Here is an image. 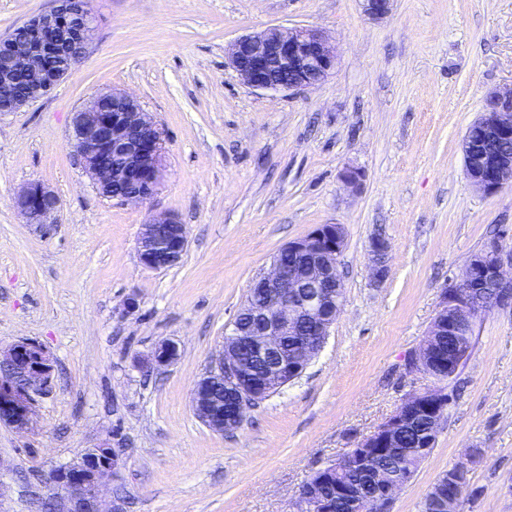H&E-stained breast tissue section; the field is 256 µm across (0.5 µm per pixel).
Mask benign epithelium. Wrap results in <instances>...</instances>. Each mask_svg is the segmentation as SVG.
Returning a JSON list of instances; mask_svg holds the SVG:
<instances>
[{
    "label": "benign epithelium",
    "mask_w": 512,
    "mask_h": 512,
    "mask_svg": "<svg viewBox=\"0 0 512 512\" xmlns=\"http://www.w3.org/2000/svg\"><path fill=\"white\" fill-rule=\"evenodd\" d=\"M364 12L375 19L388 15L392 0H363ZM94 17L89 0H56L48 13L31 17L21 33L0 37V115L18 112L44 97L68 75L87 52ZM338 50L317 29L266 28L237 38L229 49L228 64L248 86L272 91L311 88L336 68ZM512 139V88L490 94L479 118L462 138L461 151L468 180L491 194L512 183V152L475 160L474 142ZM70 143L96 190L129 185L118 194L125 203H142L156 191L164 173L165 147L158 125L132 94L114 88L100 92L73 113ZM60 205V197L42 183L20 190L16 208L28 224H46ZM345 234L340 224H321L282 251L303 259L297 265L273 260L271 269L256 279L249 297L226 327L224 345L214 366L194 386L192 406L198 419L216 432L236 429L246 413L278 389L300 377L321 351L341 310L338 257ZM188 246L186 225L165 213L142 224L138 238L140 263L151 270L175 265ZM388 246L372 245L373 274L385 276ZM512 249L498 240L488 243L465 265L461 277L442 293L441 309L425 339L407 362L410 370L425 375L431 384L409 394L397 410L357 448L316 472L341 470L353 457L397 450L400 431L424 417L429 444H434L451 397L443 383L454 377L458 359L470 351L482 314L512 302ZM441 336L454 340L448 360L434 355ZM179 356L177 344L160 343L146 362L162 368ZM51 355L39 344L24 340L0 351V424L18 433L32 431L36 423L35 396L50 385ZM224 386L234 411L224 412L208 394L210 386ZM109 447L86 448L71 463L45 476L44 499L53 512H108L105 480L112 475ZM377 492L360 500L362 509L388 512L405 485L399 474L377 476ZM300 512H324L326 501L300 489Z\"/></svg>",
    "instance_id": "obj_1"
}]
</instances>
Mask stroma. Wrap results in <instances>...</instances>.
<instances>
[{
	"mask_svg": "<svg viewBox=\"0 0 512 512\" xmlns=\"http://www.w3.org/2000/svg\"><path fill=\"white\" fill-rule=\"evenodd\" d=\"M89 50L38 102L0 115V347L40 343L53 359L37 425H0V512H34L44 477L108 443L106 501L120 512H300V487L372 434L426 384L409 373L441 294L493 238L512 248V185L486 194L461 140L489 94L512 86V0H90ZM317 28L340 62L301 91L254 89L226 64L238 37ZM136 96L165 139V171L139 204L101 198L69 144L92 95ZM363 171L358 187L341 173ZM31 182L61 200L52 224L14 205ZM185 224L188 247L144 268L149 215ZM344 227L341 312L304 373L224 433L191 393L213 366L249 288L289 242ZM389 246L373 276L372 243ZM135 311H126L128 296ZM165 340L178 359L142 363ZM436 443L391 512H421L466 452L461 512H512V307L483 314Z\"/></svg>",
	"mask_w": 512,
	"mask_h": 512,
	"instance_id": "1",
	"label": "stroma"
}]
</instances>
